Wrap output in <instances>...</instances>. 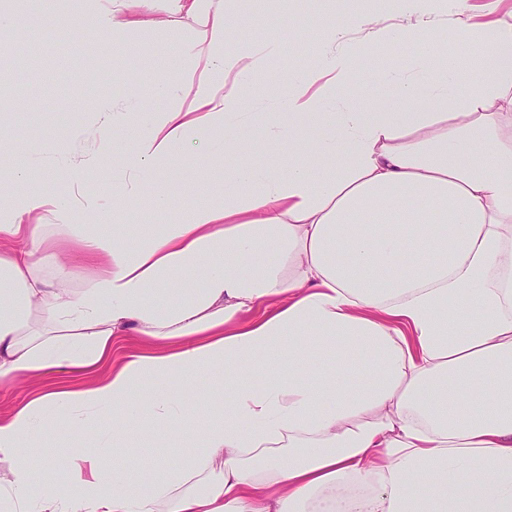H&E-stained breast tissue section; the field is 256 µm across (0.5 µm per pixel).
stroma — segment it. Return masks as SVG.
Masks as SVG:
<instances>
[{
	"instance_id": "stroma-1",
	"label": "stroma",
	"mask_w": 512,
	"mask_h": 512,
	"mask_svg": "<svg viewBox=\"0 0 512 512\" xmlns=\"http://www.w3.org/2000/svg\"><path fill=\"white\" fill-rule=\"evenodd\" d=\"M489 0H464L462 12L472 22L487 23L512 16V0H498L494 11H487ZM58 9L72 13L100 12L130 21L131 26L113 36L104 30L100 40L76 55L74 62L61 64L53 46H66L70 35L39 32L35 38L48 48L36 58H18L0 47V98H17L19 107L4 125L0 137L9 139L19 150H33L35 161L28 168L30 182L46 190H72L71 221L93 224L105 234L119 233L128 245L138 244L144 237L159 231L165 224L190 216L195 206L223 200L226 171L235 160L234 152L211 157L194 165L175 162L162 164L158 179L170 196V206L161 211L154 207L150 191H143L130 200L124 212L114 210L112 198L121 185L120 172L112 157L105 155L98 130L108 113L125 108L132 101L147 99L159 108L170 102L155 92V78L143 72L141 60L147 55H161L182 48L194 38L189 18L180 22H152L149 14L133 0H59ZM252 9L265 14L266 32L276 35L282 49L268 60L260 78L248 92L256 111H286L287 102L271 97V86L287 89L290 75L314 67L320 48L313 37L317 20L328 16L336 24H345V0H253ZM458 11V12H461ZM456 11L437 19L440 34L448 46H455L458 37ZM263 32V33H266ZM263 33L249 27L240 28L235 42L256 43ZM67 112L79 113L84 126L82 136L65 142L59 118ZM67 147L76 168L65 173L57 165V152ZM208 377L196 380L167 379L159 389L182 399L198 414L222 411L233 397L231 389H223L219 399L207 391ZM190 439H177L151 424L133 431L122 448L131 471H139L145 460L168 455L178 462L191 448Z\"/></svg>"
}]
</instances>
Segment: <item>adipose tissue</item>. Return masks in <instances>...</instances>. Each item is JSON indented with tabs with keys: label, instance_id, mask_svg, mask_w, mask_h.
<instances>
[{
	"label": "adipose tissue",
	"instance_id": "ef3b65f1",
	"mask_svg": "<svg viewBox=\"0 0 512 512\" xmlns=\"http://www.w3.org/2000/svg\"><path fill=\"white\" fill-rule=\"evenodd\" d=\"M251 0H176L196 24L181 54L149 71L204 60L191 109L141 103L100 130L127 191L154 182L187 147L237 150L271 129L287 166L239 153L220 203L195 207L130 248L70 224V198L26 180L0 193V386L52 373L96 374L88 386L42 393L0 418V502L9 512H512V23L459 19L449 52L438 0H382L324 25L316 67L301 70L279 122L253 112L245 88L276 38L232 48L240 25L265 29ZM4 28L77 31L79 53L103 31L99 14L35 7ZM360 32L359 40L346 36ZM417 46L410 73L365 68L375 42ZM494 57L485 69L474 46ZM468 83H461V72ZM385 85L390 96L374 94ZM136 143L121 150L120 133ZM93 274L68 288L55 241ZM55 263L45 278L42 261ZM192 276L178 298L172 273ZM135 348L111 363L116 337ZM112 368L105 376L103 363ZM224 368L233 399L196 422L153 388ZM271 379L251 383L257 370ZM150 419L195 436L163 482L130 478L95 448L35 463L29 438L107 420L112 435ZM460 475L449 487V475Z\"/></svg>",
	"mask_w": 512,
	"mask_h": 512
}]
</instances>
